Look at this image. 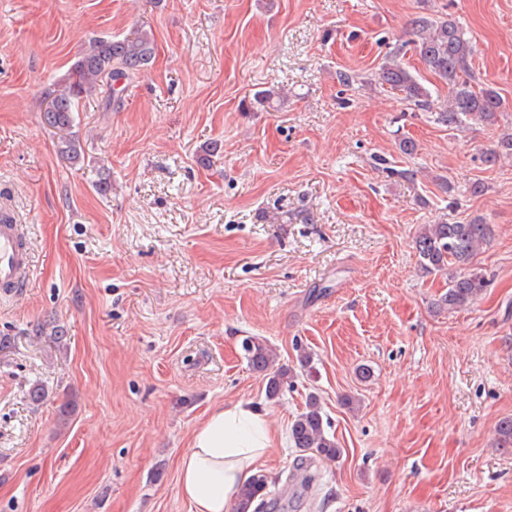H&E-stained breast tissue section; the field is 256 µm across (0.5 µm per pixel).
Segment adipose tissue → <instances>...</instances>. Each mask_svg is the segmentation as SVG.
I'll list each match as a JSON object with an SVG mask.
<instances>
[{"mask_svg": "<svg viewBox=\"0 0 512 512\" xmlns=\"http://www.w3.org/2000/svg\"><path fill=\"white\" fill-rule=\"evenodd\" d=\"M277 443L251 402L211 410L179 462L178 489L190 512H232L240 488Z\"/></svg>", "mask_w": 512, "mask_h": 512, "instance_id": "1", "label": "adipose tissue"}]
</instances>
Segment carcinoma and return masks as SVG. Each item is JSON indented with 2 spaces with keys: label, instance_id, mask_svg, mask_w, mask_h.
<instances>
[{
  "label": "carcinoma",
  "instance_id": "carcinoma-1",
  "mask_svg": "<svg viewBox=\"0 0 512 512\" xmlns=\"http://www.w3.org/2000/svg\"><path fill=\"white\" fill-rule=\"evenodd\" d=\"M412 42L425 66L448 86V102L437 112L438 123L458 130L470 122L494 126L503 107L500 94L489 85L473 84L472 46L459 24L451 17L431 19L417 16L410 22ZM155 56L154 41L148 34L134 39L107 41L94 39L72 66L68 81L55 90L44 117L49 125L60 130L73 126L74 107L82 98L103 85H112L148 70ZM381 85L402 96L419 110L430 108L431 93L406 66L401 51L395 50L381 63L378 73ZM512 155V134L498 141V148L485 154V161L494 164L502 154ZM493 235L492 225L475 217L464 224H428L416 238L420 262L437 270L453 266L459 272L448 279V291L442 298L448 311L470 306L488 286L485 276L471 268L480 246ZM34 335L48 336L59 343L65 337L63 326L41 323ZM245 358L252 370L267 376L266 396L279 397L288 386L285 370H275V353L262 339L248 336L243 340ZM321 408L314 395L309 396L305 411L290 426V438L301 452L333 461L341 457L335 437L327 431ZM497 444L512 449V417L498 421ZM268 478L256 473L240 490L235 512H263L268 508Z\"/></svg>",
  "mask_w": 512,
  "mask_h": 512
}]
</instances>
